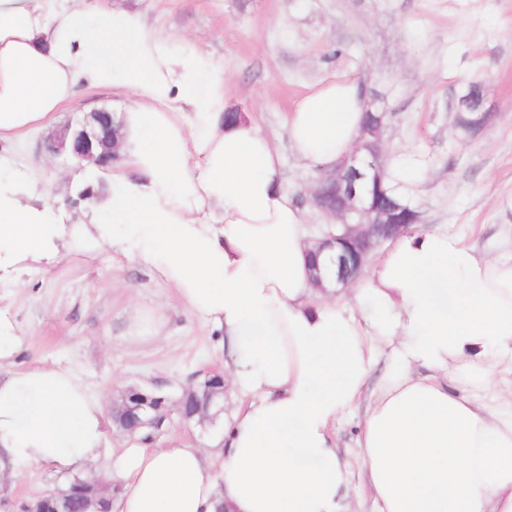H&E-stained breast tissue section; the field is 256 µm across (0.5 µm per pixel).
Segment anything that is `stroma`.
Instances as JSON below:
<instances>
[{
  "label": "stroma",
  "mask_w": 512,
  "mask_h": 512,
  "mask_svg": "<svg viewBox=\"0 0 512 512\" xmlns=\"http://www.w3.org/2000/svg\"><path fill=\"white\" fill-rule=\"evenodd\" d=\"M138 9L159 31L186 37L224 62L236 110L252 114L276 138L285 185L305 198L315 176L288 144L285 112L322 81L355 78L387 112L386 167L414 160L425 174L396 182L421 214V226L448 228L478 249L494 251L512 228V0H108ZM481 83L488 127L472 138L455 125L457 98ZM126 97L109 89L80 92L55 128L86 113L125 114ZM46 130L0 141V175L22 198L53 200L60 234L52 264L0 270V316L19 338L15 368L58 364L93 392L131 386L177 398L200 373L222 368L214 327L179 305L152 270L95 244L111 222L107 172L63 163L48 150ZM365 408L336 422V443L350 471L355 512H371L359 434ZM55 479L31 465L0 486V512L35 497Z\"/></svg>",
  "instance_id": "stroma-1"
}]
</instances>
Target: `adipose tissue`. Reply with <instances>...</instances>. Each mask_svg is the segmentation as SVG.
<instances>
[{
	"label": "adipose tissue",
	"instance_id": "1",
	"mask_svg": "<svg viewBox=\"0 0 512 512\" xmlns=\"http://www.w3.org/2000/svg\"><path fill=\"white\" fill-rule=\"evenodd\" d=\"M85 88L130 97L122 151L143 175L113 174L99 237L221 332L238 405L211 447L135 443L104 458L101 397L55 364L11 369L19 338L0 320V477L25 465L101 474L110 512H352L333 425L359 402L376 340L393 362L360 439L376 512H512V396L482 397L512 373V237L493 255L410 230L338 303L312 286L318 243L274 141L252 116L224 121L223 63L102 0H0V140L43 127ZM364 117L360 83L338 78L284 124L320 170L353 153ZM46 216L0 186V266L53 260Z\"/></svg>",
	"mask_w": 512,
	"mask_h": 512
}]
</instances>
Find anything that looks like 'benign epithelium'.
<instances>
[{"label": "benign epithelium", "instance_id": "obj_1", "mask_svg": "<svg viewBox=\"0 0 512 512\" xmlns=\"http://www.w3.org/2000/svg\"><path fill=\"white\" fill-rule=\"evenodd\" d=\"M482 97L481 85L473 84L458 98L456 126L467 137L480 133L492 118V113L480 110ZM367 113L372 121L362 129L360 147L334 168L321 172L309 188L310 205L319 213L340 221L336 229L324 233L318 246L320 251L336 249L335 256L322 265L316 253L310 265L317 288L331 280L343 287L350 285L375 247L394 240L411 225L420 223L419 213L402 205L401 199L386 205L379 201V197L386 194L382 141L386 113L379 111L372 100L367 102ZM120 128L121 122L114 113L98 110L89 113L74 127L68 125L49 133L47 141L53 154L64 160L78 164L90 162L104 171L118 157ZM200 384L205 386L208 398L206 404L196 410L197 424L213 423L224 411V376L207 372ZM172 415L169 406L157 404L150 391L140 388L126 389L112 405L113 421L122 424L130 435L143 427L154 428L162 434ZM91 482L98 488L103 485L100 478L92 481L80 476L66 483L57 481L35 498L38 506L28 512H69L72 500L83 494Z\"/></svg>", "mask_w": 512, "mask_h": 512}]
</instances>
